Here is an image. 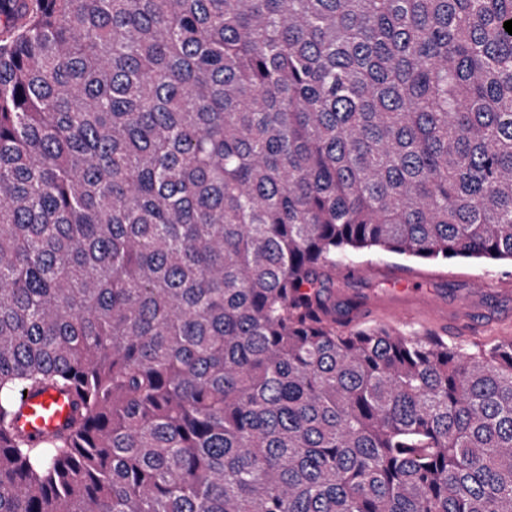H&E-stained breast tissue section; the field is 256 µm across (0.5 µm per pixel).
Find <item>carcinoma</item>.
Here are the masks:
<instances>
[{
    "instance_id": "1",
    "label": "carcinoma",
    "mask_w": 512,
    "mask_h": 512,
    "mask_svg": "<svg viewBox=\"0 0 512 512\" xmlns=\"http://www.w3.org/2000/svg\"><path fill=\"white\" fill-rule=\"evenodd\" d=\"M508 20L0 0V512H512V337L332 302L349 251L512 261ZM71 400V397L56 392L38 396L26 394L22 398L23 409L18 426L25 433L40 438L66 423L72 412Z\"/></svg>"
}]
</instances>
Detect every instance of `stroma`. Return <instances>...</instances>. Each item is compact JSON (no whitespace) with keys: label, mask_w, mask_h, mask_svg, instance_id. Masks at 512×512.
<instances>
[{"label":"stroma","mask_w":512,"mask_h":512,"mask_svg":"<svg viewBox=\"0 0 512 512\" xmlns=\"http://www.w3.org/2000/svg\"><path fill=\"white\" fill-rule=\"evenodd\" d=\"M346 265L365 268L360 278L336 283V318L339 329L356 326L347 314L354 297L378 295L383 301L371 315L369 324H382L408 336H424L437 332L465 349L489 344L504 336H512V261L452 258L445 261L408 259L379 250L350 253ZM419 277L421 293L430 295L442 305L432 312L414 303V321L400 323L391 316V298L403 285L404 274Z\"/></svg>","instance_id":"stroma-1"}]
</instances>
